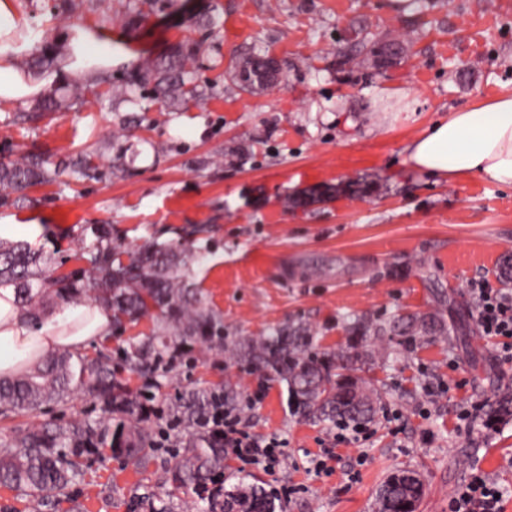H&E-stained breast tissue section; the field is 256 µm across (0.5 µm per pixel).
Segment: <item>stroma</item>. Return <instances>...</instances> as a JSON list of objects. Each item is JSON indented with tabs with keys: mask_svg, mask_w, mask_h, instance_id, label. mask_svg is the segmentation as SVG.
I'll use <instances>...</instances> for the list:
<instances>
[{
	"mask_svg": "<svg viewBox=\"0 0 512 512\" xmlns=\"http://www.w3.org/2000/svg\"><path fill=\"white\" fill-rule=\"evenodd\" d=\"M8 2L15 36L41 35L15 68L55 75L50 92L60 99L73 85L62 72L73 30L110 31L113 47L129 53L110 71L116 86L178 44L205 46L192 65L207 91L197 105L163 111L147 87L131 102L90 96L61 112L39 111L35 100L0 108V162L33 152L72 163L107 152L120 120L140 123L124 143V174L37 185L0 205V225H36L20 242L72 270L76 252L94 249L96 224L130 248L193 233L192 278L224 321L225 347L177 346L147 420L163 452L143 481L157 486L187 444L178 430L157 429L174 396L229 383L240 393L241 428L284 448L274 468L231 454L226 471L277 496L293 488L284 512H377L382 484L405 469L424 484L418 512H448L474 468L497 483L512 512V359L504 354L512 337L483 333L470 292L478 281L512 292L498 279L512 257V188L429 176L408 165L406 151L451 110L512 90V0H157L143 18L125 0ZM361 39L396 40L408 51L384 69L358 65L349 55ZM255 50L277 60L281 77L247 93L232 75ZM301 195L313 203L287 206ZM434 312L447 335L359 344L357 375L377 413L363 434L343 440L295 412L285 383L225 351L290 321L313 330L316 351H333L350 344L349 316L376 324ZM152 325L146 317L113 330L84 353L106 349L117 377L141 386L125 351ZM476 405L478 425L459 428L461 411ZM101 414L99 401L76 391L33 417H0V443L33 420L64 425ZM322 448L341 457L329 476L309 468ZM91 478L98 512H127L142 481L117 460Z\"/></svg>",
	"mask_w": 512,
	"mask_h": 512,
	"instance_id": "35a3bbf8",
	"label": "stroma"
}]
</instances>
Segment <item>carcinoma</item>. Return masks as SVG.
<instances>
[{
    "mask_svg": "<svg viewBox=\"0 0 512 512\" xmlns=\"http://www.w3.org/2000/svg\"><path fill=\"white\" fill-rule=\"evenodd\" d=\"M200 52L195 44L171 54L166 61L143 62L130 81L115 88L120 95H132L151 84L158 98L172 106L198 101L200 94L192 80L189 65ZM405 52L397 43L395 51L385 45L361 42L351 59L357 63L372 60L377 66L392 62ZM266 60L250 55L239 64L235 78L244 91L255 83L245 77L254 68L265 67ZM108 83L99 78L76 84L70 96L98 95L97 88ZM131 124L125 123L112 139L108 163L102 156H83L71 173L82 178L100 179L123 170L125 149L120 140L129 137ZM61 174L60 166L40 155H22L0 163V205L15 202L20 194L36 184L51 183ZM96 250L79 254L86 265L57 275L58 262L51 253L35 251L23 243H0V288L14 289L15 303L34 320L47 306L88 296L112 311L117 327L151 317V334L129 343L130 368L143 379L138 389L118 379L109 368L110 354L101 350L93 358L59 353L50 356L29 372L10 380H0V415L31 414L42 406L63 401L71 391L82 390L99 398L105 415L95 421H75L58 430L32 423L12 443L0 448V485L26 497L38 509L48 503L69 499L77 484L86 483L87 462L101 465L112 457L124 459L140 472L148 470L158 448L140 426L147 417L146 402L151 390L164 385L168 372L170 342L202 341L224 347V324L209 310L188 273L190 249L177 245L145 243L127 248L112 242L109 225L95 228ZM347 330L352 336H440L445 331L434 313L392 316L373 325L361 317H350ZM314 335L301 322H290L259 338L244 337L232 348L233 356L248 363L265 377L287 384L296 408L305 417L327 427L358 426L373 421L375 407L358 383L350 378L352 355L347 350L318 353L312 349ZM223 408L237 409V393L232 384L209 389L182 391L170 407V426L189 434V445L175 455L164 480L181 490L161 498L134 496L130 512H283L281 504L256 482L233 474L224 476V437L211 430L207 422ZM123 419L112 426V417ZM423 483L416 472L408 479L389 478L381 487L380 512H403L407 503L419 504Z\"/></svg>",
    "mask_w": 512,
    "mask_h": 512,
    "instance_id": "obj_1",
    "label": "carcinoma"
}]
</instances>
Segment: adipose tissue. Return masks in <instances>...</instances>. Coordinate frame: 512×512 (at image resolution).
Instances as JSON below:
<instances>
[{"label":"adipose tissue","mask_w":512,"mask_h":512,"mask_svg":"<svg viewBox=\"0 0 512 512\" xmlns=\"http://www.w3.org/2000/svg\"><path fill=\"white\" fill-rule=\"evenodd\" d=\"M68 75L87 77L125 60L113 50L112 35L81 30L67 41ZM20 45L0 38V105L30 100L47 80L21 76L12 66ZM408 164L453 180L478 176L512 188V92L468 105L435 122L407 148ZM112 315L103 308L67 302L42 327H34L14 303V291L0 288V378L29 370L59 350L78 351L110 335Z\"/></svg>","instance_id":"ef3b65f1"}]
</instances>
